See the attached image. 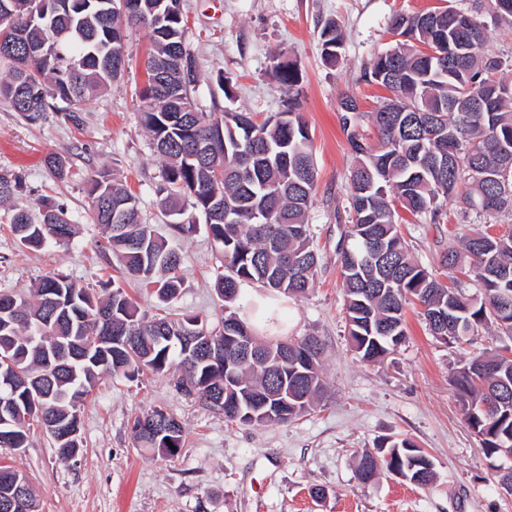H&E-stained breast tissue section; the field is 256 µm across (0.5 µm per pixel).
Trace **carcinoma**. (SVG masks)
Instances as JSON below:
<instances>
[{
    "mask_svg": "<svg viewBox=\"0 0 512 512\" xmlns=\"http://www.w3.org/2000/svg\"><path fill=\"white\" fill-rule=\"evenodd\" d=\"M70 7L41 15L43 0H0V105L31 122L59 100L75 105L108 89L125 71L124 41L129 30L143 28L151 39L146 61L149 81L142 125L162 161L156 193L169 227L190 238L200 229L222 246L224 272L216 277L224 301L222 328L212 330L193 316L197 336L211 337L204 360L175 382L223 397L224 418L254 424L250 413L271 408L273 394L288 390V403L262 424L292 421L307 412L325 389L315 336L286 340L255 339L256 355H237L234 337L253 329L235 308L239 286L257 283L285 296L311 288L319 257L313 247L308 212L316 191L312 140L301 114V76L296 64L274 60L272 77L288 92L284 109L257 122L247 112L226 108L202 112L193 97L199 82L194 58L183 36L180 0H137L138 16L121 10V0H60ZM512 24V0L486 22L452 7L396 17L392 32L398 52L377 55L363 73L390 96L373 112L341 116L354 164L349 175L350 224L341 251L349 342L361 360L377 363L406 336L405 310L417 305L430 334L445 342L477 336L490 327L512 338V230L500 236H465L461 248L440 259L445 269L459 268L478 292L462 284L450 288L412 258L398 230L392 201L414 216L436 221L443 202L460 199L463 209L494 215L512 198L501 197L502 183L512 190V63L484 52L488 25ZM26 37L18 41L14 30ZM322 54L338 58L341 32L327 22L320 32ZM473 42L467 54L428 56L419 46ZM47 44L49 56L33 55L28 46ZM369 121L378 144L366 141L361 128ZM208 144L196 152L195 144ZM52 175L68 178L65 159H47ZM21 182L0 173V202L14 198ZM92 215L107 229V244L126 274L153 288L167 316L145 320L122 287L96 297L69 275L52 272L34 292H0V381L24 379L11 398L13 410L0 419V447L26 446L32 421L54 422L73 433L68 447H79V400L104 376L135 380L145 373L165 374L181 365L180 347L164 330L189 317L173 307L183 290L180 256L168 240L141 221L138 197L101 172L92 180ZM224 201L218 209L214 196ZM205 218L199 224L197 216ZM10 228L23 247L38 249L49 240L73 234L65 213L46 206L36 217L14 209ZM294 354L280 355L282 342ZM62 342L79 360L47 359ZM453 383L465 420L479 438L498 481L512 479V347L461 366ZM39 401L43 415L33 408ZM139 448L177 455L184 428L143 442ZM397 472L405 481L427 486L436 477L432 457L409 439L385 438L376 451L358 456L356 478L369 483ZM19 470L0 465V512Z\"/></svg>",
    "mask_w": 512,
    "mask_h": 512,
    "instance_id": "obj_1",
    "label": "carcinoma"
}]
</instances>
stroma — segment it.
<instances>
[{
  "label": "stroma",
  "instance_id": "obj_1",
  "mask_svg": "<svg viewBox=\"0 0 512 512\" xmlns=\"http://www.w3.org/2000/svg\"><path fill=\"white\" fill-rule=\"evenodd\" d=\"M184 42L199 72L194 93L202 111L224 108L257 119L283 108L286 95L271 77L276 53L296 61L302 74V115L309 126L318 169L309 213L320 264L313 288L282 300L286 334H309L324 343L326 392L301 417L284 424L227 421L197 398L176 390L170 375L100 379L80 405L81 447L61 459L53 438L30 427L24 448H0V462L22 471L39 512H512V495L497 488L479 442L467 427L452 379L465 361L498 350L505 336L480 333L444 343L430 335L416 306L406 313L404 342L382 362L367 363L349 347L338 251L348 226V175L352 155L341 128L340 101L351 94L363 111L378 106L383 88L362 81L364 68L394 44L391 23L401 13L454 7L485 14V0H181ZM333 21L343 33L341 58L322 56L320 30ZM146 30L125 40L127 68L105 93L78 108L79 123L48 112L35 123L0 109V173L18 176L19 205H52L77 226L67 242L42 250L21 247L10 232L12 205H0V291L26 292L53 271L70 274L97 296L121 285L146 317L164 315L151 289L128 279L90 217L87 188L100 171L121 181L140 201L144 222L180 250L184 290L176 305L221 326L215 292L223 251L206 232L174 237L154 186L161 162L140 122L147 83ZM233 91L225 99L218 78ZM66 159L73 175L53 178L48 155ZM512 230V210L463 215L445 202L438 223L404 215L399 224L415 258L437 270L444 283L454 273L439 256L464 233L500 235ZM160 409L184 427L178 455L136 447L135 417ZM385 437L407 438L432 455L437 479L419 487L385 475L359 482L356 459ZM326 492L314 500L311 488Z\"/></svg>",
  "mask_w": 512,
  "mask_h": 512
}]
</instances>
